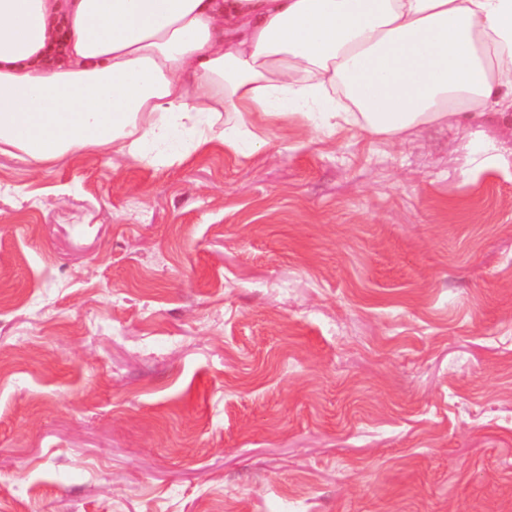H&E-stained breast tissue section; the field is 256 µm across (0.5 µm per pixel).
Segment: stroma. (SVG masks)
I'll use <instances>...</instances> for the list:
<instances>
[{"label":"stroma","mask_w":512,"mask_h":512,"mask_svg":"<svg viewBox=\"0 0 512 512\" xmlns=\"http://www.w3.org/2000/svg\"><path fill=\"white\" fill-rule=\"evenodd\" d=\"M0 154V512H512V112Z\"/></svg>","instance_id":"stroma-1"}]
</instances>
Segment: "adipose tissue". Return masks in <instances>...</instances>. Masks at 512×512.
I'll use <instances>...</instances> for the list:
<instances>
[{
    "mask_svg": "<svg viewBox=\"0 0 512 512\" xmlns=\"http://www.w3.org/2000/svg\"><path fill=\"white\" fill-rule=\"evenodd\" d=\"M512 109V0H0V153L173 163L254 116L368 134Z\"/></svg>",
    "mask_w": 512,
    "mask_h": 512,
    "instance_id": "adipose-tissue-1",
    "label": "adipose tissue"
}]
</instances>
